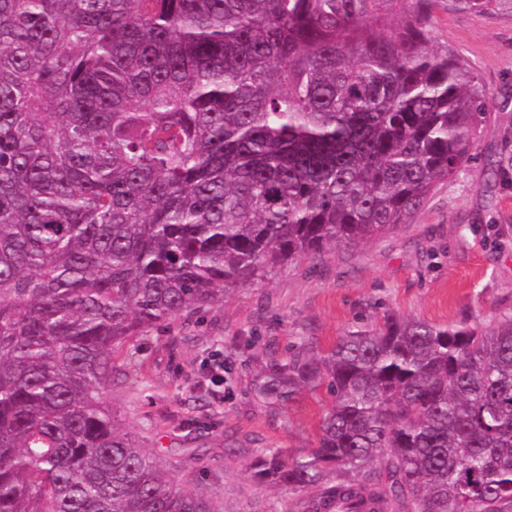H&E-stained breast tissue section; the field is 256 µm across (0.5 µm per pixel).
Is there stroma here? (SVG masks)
<instances>
[{"label":"stroma","instance_id":"obj_1","mask_svg":"<svg viewBox=\"0 0 512 512\" xmlns=\"http://www.w3.org/2000/svg\"><path fill=\"white\" fill-rule=\"evenodd\" d=\"M431 43L465 58L490 99L474 160L409 223L294 260L149 330L118 361L128 378L106 399L160 467L218 512H306L320 493L251 477L260 449L311 447L330 405L323 392L284 409L254 398L252 379L268 355L300 339L311 352L328 350L351 325L387 313L489 330L512 310V12L452 13L438 0Z\"/></svg>","mask_w":512,"mask_h":512}]
</instances>
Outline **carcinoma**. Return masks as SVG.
I'll return each mask as SVG.
<instances>
[{
	"label": "carcinoma",
	"mask_w": 512,
	"mask_h": 512,
	"mask_svg": "<svg viewBox=\"0 0 512 512\" xmlns=\"http://www.w3.org/2000/svg\"><path fill=\"white\" fill-rule=\"evenodd\" d=\"M437 0H0V512H217L103 390L148 329L408 223L489 112L430 44ZM512 0H448L490 14ZM326 389L261 485L310 512H509L512 313L386 314L268 358L275 408Z\"/></svg>",
	"instance_id": "1"
}]
</instances>
